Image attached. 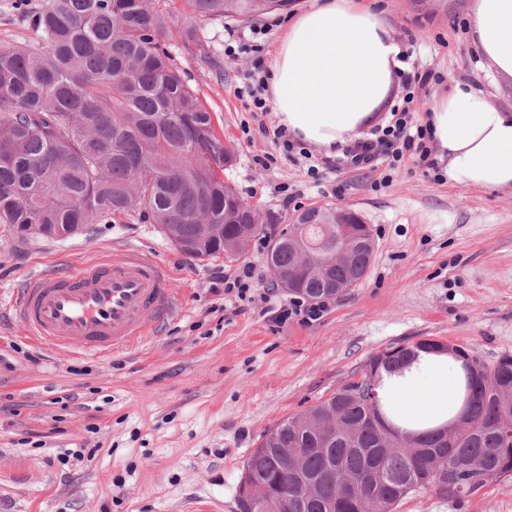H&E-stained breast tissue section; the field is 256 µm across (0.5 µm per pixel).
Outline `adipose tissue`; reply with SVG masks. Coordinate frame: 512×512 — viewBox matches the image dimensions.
Instances as JSON below:
<instances>
[{
    "label": "adipose tissue",
    "instance_id": "obj_1",
    "mask_svg": "<svg viewBox=\"0 0 512 512\" xmlns=\"http://www.w3.org/2000/svg\"><path fill=\"white\" fill-rule=\"evenodd\" d=\"M473 42L495 77L512 81V0H472ZM401 48L365 0H312L288 19L268 61L270 104L281 126L329 149L360 138L402 70ZM434 140L450 182L512 189V113L465 81L430 106ZM461 362L423 355L378 395L403 425L420 429L461 407Z\"/></svg>",
    "mask_w": 512,
    "mask_h": 512
}]
</instances>
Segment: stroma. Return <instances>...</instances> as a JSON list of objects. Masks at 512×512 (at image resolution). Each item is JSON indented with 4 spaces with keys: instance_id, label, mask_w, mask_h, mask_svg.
Wrapping results in <instances>:
<instances>
[{
    "instance_id": "stroma-1",
    "label": "stroma",
    "mask_w": 512,
    "mask_h": 512,
    "mask_svg": "<svg viewBox=\"0 0 512 512\" xmlns=\"http://www.w3.org/2000/svg\"><path fill=\"white\" fill-rule=\"evenodd\" d=\"M45 2L0 0V46L31 40L27 15ZM379 2L402 51L442 76L412 103L418 123L461 80L512 108V84L492 83L475 51L467 0ZM285 18L211 20L197 24L196 41L170 49L234 146L225 180L285 219L326 203L356 211L376 240L366 275L317 321L281 324L276 312L291 295L273 280L264 236L244 257L200 262L157 225L124 218L34 243L0 224V512H238L243 465L264 433L359 380L387 347L428 339L489 364L512 355V190L437 181L409 156L394 167L351 166L337 147L313 148L320 177L310 178L303 158L275 144V112L238 95L267 65ZM269 154L274 163L262 166ZM101 248L164 265L180 308L156 335L110 355L32 342L10 311L23 281L53 264L79 266ZM245 265L254 301L213 293L216 276ZM398 512H512V477L458 501L413 494Z\"/></svg>"
}]
</instances>
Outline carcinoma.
I'll return each instance as SVG.
<instances>
[{
  "instance_id": "carcinoma-1",
  "label": "carcinoma",
  "mask_w": 512,
  "mask_h": 512,
  "mask_svg": "<svg viewBox=\"0 0 512 512\" xmlns=\"http://www.w3.org/2000/svg\"><path fill=\"white\" fill-rule=\"evenodd\" d=\"M294 0H47L31 15L35 40L0 47V224L17 236L47 224L68 236L77 224L117 218L171 225V243L192 244L200 260L224 239L266 218L224 181L232 146L174 65L167 42L191 38L193 19L251 20L285 12ZM324 204L302 225L321 238ZM279 271L297 265L287 242L270 243ZM356 246L327 274L307 278L313 300L338 296L367 267ZM443 345L420 340L373 356L367 381L350 383L263 436L242 478L264 494L255 512H397L409 495L477 494L512 476V356L492 365L460 349L466 425L404 433L375 414L370 386ZM304 451L300 469L288 449ZM274 502L275 509L267 508Z\"/></svg>"
}]
</instances>
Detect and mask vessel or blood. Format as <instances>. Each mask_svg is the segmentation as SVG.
Returning a JSON list of instances; mask_svg holds the SVG:
<instances>
[{
    "instance_id": "b4317fda",
    "label": "vessel or blood",
    "mask_w": 512,
    "mask_h": 512,
    "mask_svg": "<svg viewBox=\"0 0 512 512\" xmlns=\"http://www.w3.org/2000/svg\"><path fill=\"white\" fill-rule=\"evenodd\" d=\"M165 268L135 254L101 252L76 269L48 267L28 279L14 312L50 349L106 355L152 336L177 310Z\"/></svg>"
}]
</instances>
